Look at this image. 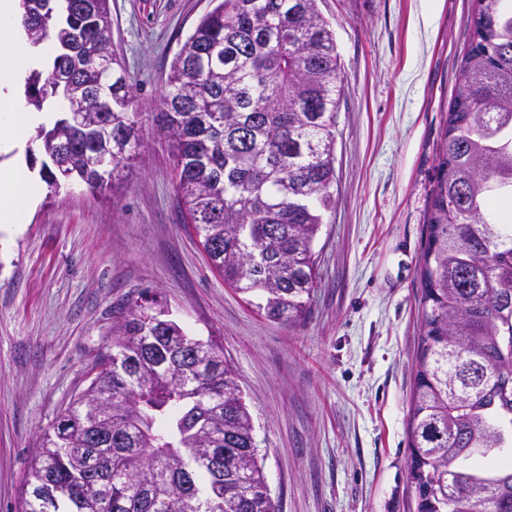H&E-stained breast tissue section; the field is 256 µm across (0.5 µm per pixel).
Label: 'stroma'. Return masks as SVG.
Segmentation results:
<instances>
[{
    "instance_id": "obj_1",
    "label": "stroma",
    "mask_w": 512,
    "mask_h": 512,
    "mask_svg": "<svg viewBox=\"0 0 512 512\" xmlns=\"http://www.w3.org/2000/svg\"><path fill=\"white\" fill-rule=\"evenodd\" d=\"M213 6L109 0L112 50L143 112L140 154L118 192L45 189L26 223L0 228V512H19L43 434L143 291L234 366L276 512H412L418 259L472 0H317L344 75L336 202L315 244L318 286L291 325L211 268L151 115Z\"/></svg>"
}]
</instances>
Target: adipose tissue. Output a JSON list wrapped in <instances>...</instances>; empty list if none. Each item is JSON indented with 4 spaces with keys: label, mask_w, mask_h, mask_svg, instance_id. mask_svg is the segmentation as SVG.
<instances>
[{
    "label": "adipose tissue",
    "mask_w": 512,
    "mask_h": 512,
    "mask_svg": "<svg viewBox=\"0 0 512 512\" xmlns=\"http://www.w3.org/2000/svg\"><path fill=\"white\" fill-rule=\"evenodd\" d=\"M50 51V44L35 46L26 37L19 0H0V155L20 148L33 128L51 123L66 108L64 101L57 100L43 110H31L18 90L24 75L40 68ZM39 192L24 164L0 166V226L22 223Z\"/></svg>",
    "instance_id": "adipose-tissue-1"
}]
</instances>
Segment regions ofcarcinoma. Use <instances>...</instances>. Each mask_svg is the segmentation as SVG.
Returning a JSON list of instances; mask_svg holds the SVG:
<instances>
[{
    "label": "carcinoma",
    "mask_w": 512,
    "mask_h": 512,
    "mask_svg": "<svg viewBox=\"0 0 512 512\" xmlns=\"http://www.w3.org/2000/svg\"><path fill=\"white\" fill-rule=\"evenodd\" d=\"M35 44L39 109L71 77L86 125L40 128L41 173L68 163L90 189L118 188L141 147L136 89L112 53L106 0H56ZM112 86V179L89 162ZM343 73L316 0H219L176 54L155 122L176 192L209 263L292 324L317 287L314 241L333 201ZM512 0H474L444 121L419 260L421 314L408 420L415 512H512ZM148 296L113 324L96 378L44 433L21 512H275L252 417L220 347L186 335Z\"/></svg>",
    "instance_id": "cac0c4a2"
}]
</instances>
